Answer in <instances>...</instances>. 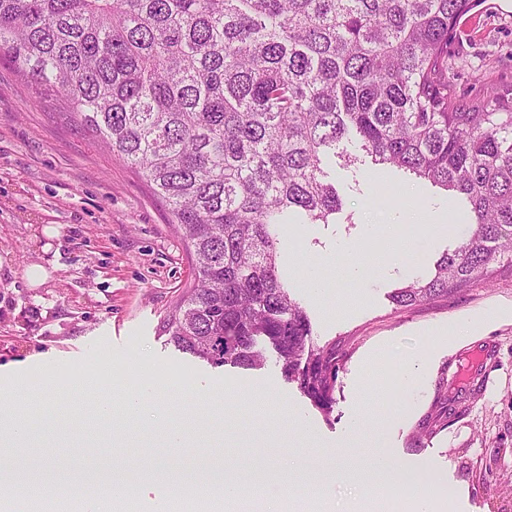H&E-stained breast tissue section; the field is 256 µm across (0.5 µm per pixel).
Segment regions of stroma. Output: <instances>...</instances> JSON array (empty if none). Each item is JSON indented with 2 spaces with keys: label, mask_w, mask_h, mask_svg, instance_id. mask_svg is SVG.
I'll use <instances>...</instances> for the list:
<instances>
[{
  "label": "stroma",
  "mask_w": 512,
  "mask_h": 512,
  "mask_svg": "<svg viewBox=\"0 0 512 512\" xmlns=\"http://www.w3.org/2000/svg\"><path fill=\"white\" fill-rule=\"evenodd\" d=\"M448 78L463 99L512 88V0H481L460 19L448 40ZM329 171L341 214L332 224L290 226L286 237L290 295L315 341L343 352L336 402L325 415L286 380L272 350L258 369L214 367L170 342L163 322L195 273L167 204L63 101L41 97L25 73L0 61V365L35 367L36 378L56 388L40 409L83 423L109 390L139 386L135 368L177 370V378L157 381L160 421L148 447L116 454L132 467L150 462L174 424L187 433L186 447L173 452L176 468L214 461L289 475V484L225 502L223 512L280 503L287 512H387L380 480L368 473L378 454L389 455L398 474L450 485L453 512H512V268L448 298L397 308L390 292L459 243L468 211L443 189L375 172L368 162L336 157ZM385 187L411 188L412 209L385 204ZM415 209L453 215L455 225L411 221ZM48 226L53 236L44 235ZM389 228L411 248L415 268L381 259L365 280H351L350 266ZM311 263L331 282L327 294L306 288ZM33 265L48 272L34 288L26 278ZM455 325L467 326V341L449 338ZM102 351L112 356V373L76 374ZM419 355L426 373L394 382L392 368ZM128 496L140 512L161 499L199 512L221 493L201 485L175 498L148 481Z\"/></svg>",
  "instance_id": "1"
}]
</instances>
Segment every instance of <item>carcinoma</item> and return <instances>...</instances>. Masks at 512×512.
<instances>
[{"mask_svg": "<svg viewBox=\"0 0 512 512\" xmlns=\"http://www.w3.org/2000/svg\"><path fill=\"white\" fill-rule=\"evenodd\" d=\"M479 0H0L7 59L169 206L195 284L163 325L216 367L263 365L330 415L341 354L280 267L288 224H334L323 158L354 135L379 169L462 197L471 231L391 295L408 308L492 279L512 252V92L463 100L448 36Z\"/></svg>", "mask_w": 512, "mask_h": 512, "instance_id": "1", "label": "carcinoma"}]
</instances>
